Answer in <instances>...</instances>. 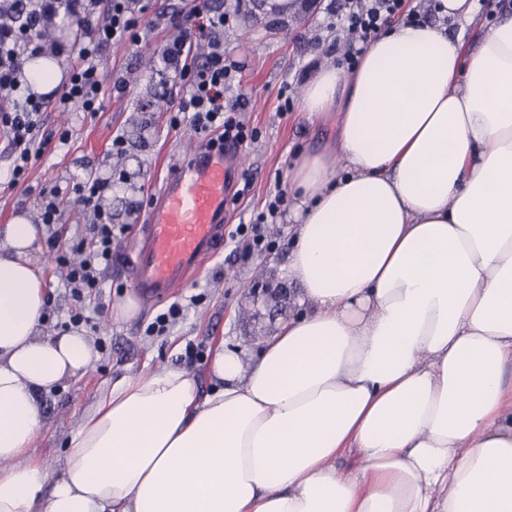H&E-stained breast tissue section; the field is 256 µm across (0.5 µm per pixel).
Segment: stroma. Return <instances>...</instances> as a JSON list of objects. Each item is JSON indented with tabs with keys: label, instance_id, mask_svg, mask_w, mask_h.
Listing matches in <instances>:
<instances>
[{
	"label": "stroma",
	"instance_id": "obj_1",
	"mask_svg": "<svg viewBox=\"0 0 512 512\" xmlns=\"http://www.w3.org/2000/svg\"><path fill=\"white\" fill-rule=\"evenodd\" d=\"M145 4L140 40L103 47L98 55L104 86L110 88L121 79L124 92L106 94L102 109L93 115L78 109L47 113L45 129L68 132L69 137L63 143L52 142L31 171L27 187L7 186L12 160L0 131V229L18 216L37 226L33 256L43 267L49 294L40 333L51 336L69 330L71 315L83 312L86 320L79 328L95 352L84 375L63 381L41 398L44 424L32 454L58 473L66 464L70 432L117 379L172 366L189 371L199 392L209 394L213 383L206 363L216 342L254 351L256 337L271 336L297 309L298 286L288 274L293 231L288 222L293 201L288 198L275 223L267 227L270 248L244 259L232 244H225L169 300H140L138 314L128 320L111 315L114 305L137 292L131 265L139 227L146 223L150 201L164 180L187 157L185 141L194 134L187 121L176 130L168 126L164 92L177 85L172 69L164 64L151 71L142 67L145 56L162 53L172 41L169 18L185 15L193 2L145 0ZM338 4L339 0H300L298 18L285 19L260 14L252 0H243L224 28L226 56L243 64L228 95L243 102L238 117L257 133L256 139L240 147L243 161L236 175L249 177L252 188L244 200L225 201L226 231L254 223L276 189H287L288 171L301 154L336 146L334 125L308 120L296 104L281 111L279 95L287 93L296 101L320 67L341 63L348 34L330 26ZM116 138L128 153L125 180L112 181L104 203L113 223L128 225L129 230L112 252L111 267L101 271L99 288L78 303L71 299L63 268L47 241L53 235L68 244L90 223L91 214L76 202L71 187L91 175L110 178V148ZM53 189L61 192L62 220L49 227L38 221L40 193ZM282 287L288 290L286 309L270 314L261 299ZM174 305L181 306V315L164 332L149 333L156 317Z\"/></svg>",
	"mask_w": 512,
	"mask_h": 512
}]
</instances>
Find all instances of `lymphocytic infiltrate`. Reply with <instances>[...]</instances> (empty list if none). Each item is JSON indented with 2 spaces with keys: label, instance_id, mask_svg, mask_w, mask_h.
Instances as JSON below:
<instances>
[{
  "label": "lymphocytic infiltrate",
  "instance_id": "obj_1",
  "mask_svg": "<svg viewBox=\"0 0 512 512\" xmlns=\"http://www.w3.org/2000/svg\"><path fill=\"white\" fill-rule=\"evenodd\" d=\"M402 5L403 0H345V12L337 16L336 23L352 35L343 55L347 65H355L367 42L389 26L401 13ZM143 11L141 0H68L69 16L85 32L87 40L77 57L70 60L66 80L48 94L25 88L22 58L44 53L39 33L56 13L55 0H40L31 10L26 27L0 28V86L9 88L13 96L8 108H0V130L7 136L12 159L8 187L25 185L30 169L51 144V136L41 131L47 109L78 108L95 113L107 92L123 93L125 85L120 80L114 81L111 88H104L97 58L107 44L139 38ZM229 20V14L211 9L210 0H195L192 11L177 22L179 38L163 51L166 63L178 74L181 87L172 103L170 124L180 127L182 116H189L209 148L224 142L239 145L249 136L247 127L236 118L240 101L226 96L242 69L239 61L224 54V25ZM202 37L207 39L209 51L205 62L198 65L193 56ZM107 187V179L100 177L87 178L74 186L78 202L93 214L89 240L70 246L71 251L79 253V261L66 266V286L77 300L83 290L98 288L96 269L111 265L112 244L126 231L125 225L113 223L101 204Z\"/></svg>",
  "mask_w": 512,
  "mask_h": 512
}]
</instances>
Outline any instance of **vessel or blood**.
I'll return each instance as SVG.
<instances>
[{
  "instance_id": "1",
  "label": "vessel or blood",
  "mask_w": 512,
  "mask_h": 512,
  "mask_svg": "<svg viewBox=\"0 0 512 512\" xmlns=\"http://www.w3.org/2000/svg\"><path fill=\"white\" fill-rule=\"evenodd\" d=\"M239 149H201L175 169L156 198L132 262L149 301L172 296L205 259L224 247V200Z\"/></svg>"
}]
</instances>
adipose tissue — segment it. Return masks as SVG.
<instances>
[{
  "mask_svg": "<svg viewBox=\"0 0 512 512\" xmlns=\"http://www.w3.org/2000/svg\"><path fill=\"white\" fill-rule=\"evenodd\" d=\"M300 105L336 127L288 172L301 312L216 345L209 395L112 385L58 475L30 456L41 397L93 352L40 335L36 228L0 230V512H512V18L391 24Z\"/></svg>",
  "mask_w": 512,
  "mask_h": 512,
  "instance_id": "1",
  "label": "adipose tissue"
}]
</instances>
